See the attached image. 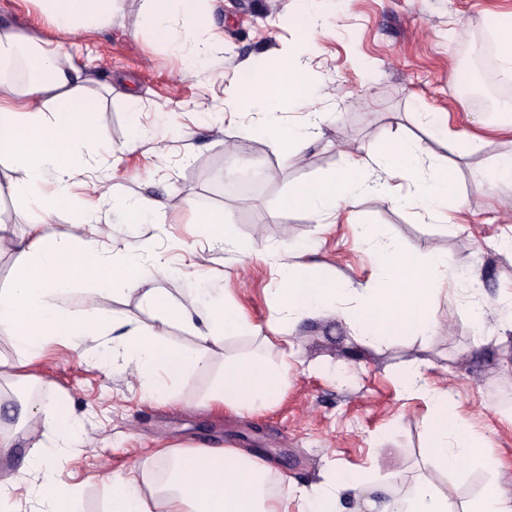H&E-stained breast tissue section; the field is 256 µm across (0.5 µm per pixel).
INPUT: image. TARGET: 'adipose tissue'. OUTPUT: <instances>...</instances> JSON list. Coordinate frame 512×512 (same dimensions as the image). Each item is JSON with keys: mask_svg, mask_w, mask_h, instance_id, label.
<instances>
[{"mask_svg": "<svg viewBox=\"0 0 512 512\" xmlns=\"http://www.w3.org/2000/svg\"><path fill=\"white\" fill-rule=\"evenodd\" d=\"M44 20L59 33L77 32L112 23L119 0H34ZM147 15L157 41L192 45L196 57L208 55L195 35L210 29L213 17L203 0H146ZM245 89L239 111L255 114L261 129L275 137L284 155L301 161L303 150L321 131L326 115L325 94L317 93L302 59L268 69L245 68L237 75ZM89 89L80 70L67 64L53 41L26 34L0 23V167L19 171L20 179L0 183L8 192L36 207L43 220L52 219L92 165L79 153L101 137V117L91 111ZM300 101L305 119L297 125L279 124L276 106ZM424 150L416 141L397 137L387 148L372 147L365 156L348 161L341 171L306 181L289 192L287 207L297 209L314 224L336 223L342 201L353 193L397 205L401 181L418 189L416 204L433 212L457 197L455 178L447 168L425 171ZM106 228L94 216L73 225L68 238L33 233L19 241L25 260L9 287L0 289V331L7 333L18 360L0 358V377L14 374L18 362L37 357L44 346L58 339L82 347L99 337L111 339L110 359L139 384L145 399L171 398L177 384L209 362L227 339L258 334L237 306L215 300L202 306L197 291L173 296L161 288L146 289V301L160 311L158 322L140 325L113 316L100 317L95 288L120 284L134 291L148 278H164L169 267L157 256L139 266H128L107 256ZM382 286L341 284L314 273L279 268V333L262 339L265 352L280 356L272 368L260 362L228 359L215 380L207 403L232 410L266 409L288 381L284 354L294 346L293 326L320 315L342 316L360 323L361 344L385 337L434 331L432 289L445 282L448 265L442 258L421 264L394 243L378 245ZM92 281L84 309L64 303L78 280ZM354 308L342 309L343 301ZM179 323L192 329L193 345L173 348L168 327ZM407 393L419 394L431 405L426 423L428 454L439 470L452 473L475 455L470 429L454 416L455 400L447 389L427 388L418 366L404 373ZM73 419L64 412L47 413L23 403L13 433H0V455L16 458L10 475L0 478V512H21L22 500H36L39 512H85L80 490L56 480L52 463L83 444ZM166 466L154 481L130 470L109 476L110 495L105 512H338L341 492H351L365 512H512V495L498 492L512 483V469L496 465L490 489L459 507L430 478L416 481L402 495L377 502L368 478L330 467L323 481L308 487L281 482L268 492L264 465L240 457L233 448H170Z\"/></svg>", "mask_w": 512, "mask_h": 512, "instance_id": "adipose-tissue-1", "label": "adipose tissue"}]
</instances>
